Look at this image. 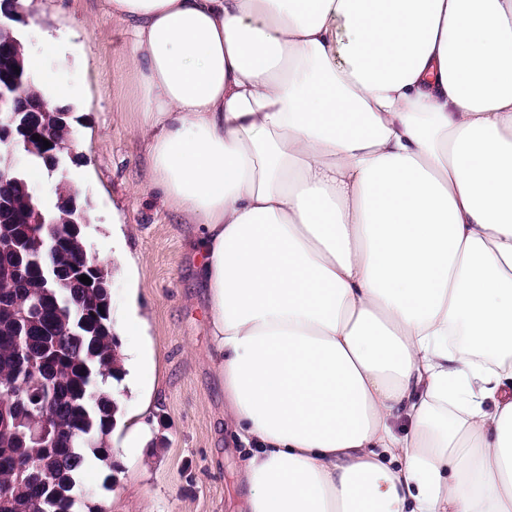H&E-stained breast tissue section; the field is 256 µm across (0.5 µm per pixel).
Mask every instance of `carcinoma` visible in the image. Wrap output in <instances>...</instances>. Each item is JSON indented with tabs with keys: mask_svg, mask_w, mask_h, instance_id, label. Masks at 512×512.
<instances>
[{
	"mask_svg": "<svg viewBox=\"0 0 512 512\" xmlns=\"http://www.w3.org/2000/svg\"><path fill=\"white\" fill-rule=\"evenodd\" d=\"M16 93L40 97L30 71ZM69 124L47 116L40 140L62 143ZM31 199L17 181L0 180V512H85L78 475L86 458L105 463L112 484L111 434L117 405L112 382L121 360L112 332L109 279L104 266L88 269L86 285L45 288L46 265L70 272L86 254L82 230L72 224H27ZM29 317L19 322V315Z\"/></svg>",
	"mask_w": 512,
	"mask_h": 512,
	"instance_id": "cac0c4a2",
	"label": "carcinoma"
}]
</instances>
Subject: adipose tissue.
Returning <instances> with one entry per match:
<instances>
[{
	"label": "adipose tissue",
	"instance_id": "adipose-tissue-1",
	"mask_svg": "<svg viewBox=\"0 0 512 512\" xmlns=\"http://www.w3.org/2000/svg\"><path fill=\"white\" fill-rule=\"evenodd\" d=\"M244 512H512V0H101Z\"/></svg>",
	"mask_w": 512,
	"mask_h": 512
}]
</instances>
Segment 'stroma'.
I'll return each instance as SVG.
<instances>
[{
    "instance_id": "stroma-1",
    "label": "stroma",
    "mask_w": 512,
    "mask_h": 512,
    "mask_svg": "<svg viewBox=\"0 0 512 512\" xmlns=\"http://www.w3.org/2000/svg\"><path fill=\"white\" fill-rule=\"evenodd\" d=\"M16 28L27 53L62 84L82 83L72 132L81 139L67 179L89 218L88 257L112 253V225L121 220L122 254L140 273L131 290L123 262L111 264V317L137 308L143 334L117 339L119 355L153 358L137 385H113L117 402L113 447L140 426L145 448L117 462L110 490L104 466L89 460L80 480L89 504L105 512H233L241 450L224 422V387L208 336L210 311L197 268L195 224L164 220L146 182L132 132L134 106L120 22L103 15L100 0H24Z\"/></svg>"
}]
</instances>
